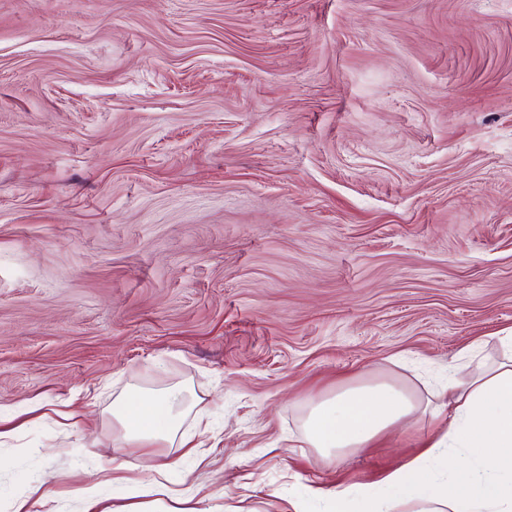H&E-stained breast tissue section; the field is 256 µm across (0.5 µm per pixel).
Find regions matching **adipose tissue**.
I'll return each instance as SVG.
<instances>
[{"mask_svg": "<svg viewBox=\"0 0 512 512\" xmlns=\"http://www.w3.org/2000/svg\"><path fill=\"white\" fill-rule=\"evenodd\" d=\"M499 355L470 348L462 369H450L448 381L432 400L388 380L363 382L315 402L307 410L302 440L323 460L356 454L391 432L417 422L419 415H447L433 441L412 459L389 471L379 485L354 496L351 488L306 486L303 500H321L327 512H347L357 500L359 512H512V333L500 336ZM186 391L169 387L136 394L116 403L112 417L124 442L155 448L174 442L186 410ZM111 474L82 490L79 512H112L101 487H117L135 496L130 512H179L188 490L164 482L176 469L170 460L148 484L119 478V456L108 460Z\"/></svg>", "mask_w": 512, "mask_h": 512, "instance_id": "1", "label": "adipose tissue"}]
</instances>
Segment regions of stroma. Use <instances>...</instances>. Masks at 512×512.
<instances>
[{
    "instance_id": "1",
    "label": "stroma",
    "mask_w": 512,
    "mask_h": 512,
    "mask_svg": "<svg viewBox=\"0 0 512 512\" xmlns=\"http://www.w3.org/2000/svg\"><path fill=\"white\" fill-rule=\"evenodd\" d=\"M512 330V0H0V512L142 478L294 512L416 456L297 447ZM174 384L195 454L121 444Z\"/></svg>"
}]
</instances>
